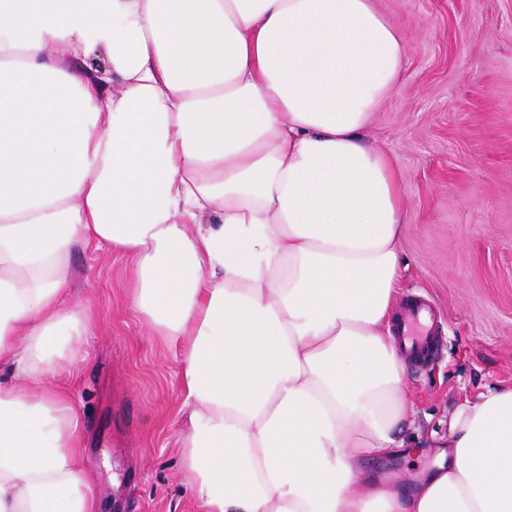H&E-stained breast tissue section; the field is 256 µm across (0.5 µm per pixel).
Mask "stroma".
<instances>
[{
  "label": "stroma",
  "mask_w": 512,
  "mask_h": 512,
  "mask_svg": "<svg viewBox=\"0 0 512 512\" xmlns=\"http://www.w3.org/2000/svg\"><path fill=\"white\" fill-rule=\"evenodd\" d=\"M405 36L403 78L364 131L401 175V306L433 314L406 362L408 436L512 385V0H376ZM72 299L96 315L71 385L100 512H191L180 367L126 300L128 259L75 250Z\"/></svg>",
  "instance_id": "obj_1"
}]
</instances>
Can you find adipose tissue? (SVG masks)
Segmentation results:
<instances>
[{
    "label": "adipose tissue",
    "instance_id": "1",
    "mask_svg": "<svg viewBox=\"0 0 512 512\" xmlns=\"http://www.w3.org/2000/svg\"><path fill=\"white\" fill-rule=\"evenodd\" d=\"M406 58L374 0H0V512L97 510L59 384L88 247L179 361L193 512H512L511 387L416 481L367 465L408 451L407 208L362 140Z\"/></svg>",
    "mask_w": 512,
    "mask_h": 512
}]
</instances>
